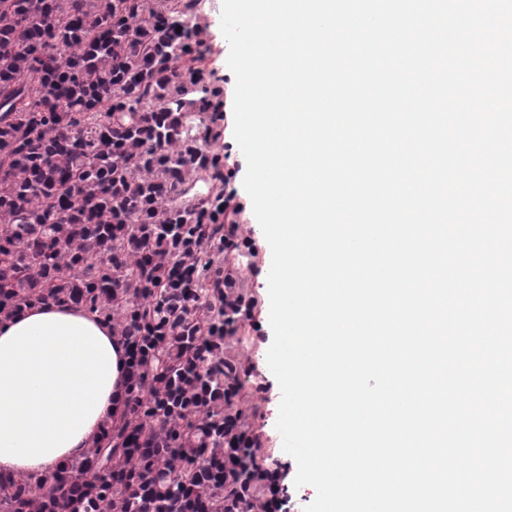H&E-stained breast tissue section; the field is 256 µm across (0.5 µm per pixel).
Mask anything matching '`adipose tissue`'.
Returning <instances> with one entry per match:
<instances>
[{
    "mask_svg": "<svg viewBox=\"0 0 512 512\" xmlns=\"http://www.w3.org/2000/svg\"><path fill=\"white\" fill-rule=\"evenodd\" d=\"M127 345L72 305L0 320V476L53 472L83 456L126 406Z\"/></svg>",
    "mask_w": 512,
    "mask_h": 512,
    "instance_id": "adipose-tissue-1",
    "label": "adipose tissue"
}]
</instances>
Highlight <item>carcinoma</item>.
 Instances as JSON below:
<instances>
[{"label": "carcinoma", "mask_w": 512, "mask_h": 512, "mask_svg": "<svg viewBox=\"0 0 512 512\" xmlns=\"http://www.w3.org/2000/svg\"><path fill=\"white\" fill-rule=\"evenodd\" d=\"M198 0H0V320L82 307L129 343L127 408L81 458L0 477V512H268L279 469L224 354L251 302L214 146Z\"/></svg>", "instance_id": "obj_1"}]
</instances>
